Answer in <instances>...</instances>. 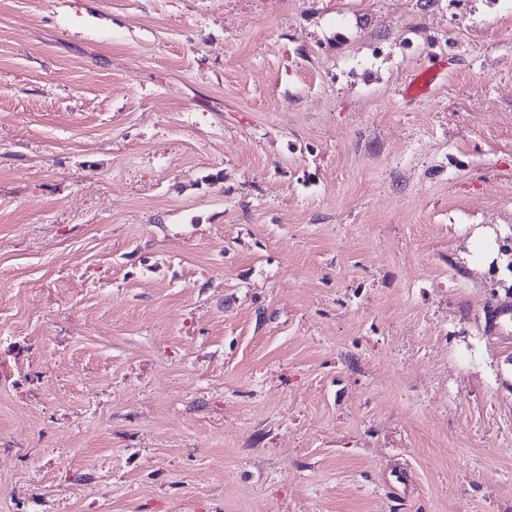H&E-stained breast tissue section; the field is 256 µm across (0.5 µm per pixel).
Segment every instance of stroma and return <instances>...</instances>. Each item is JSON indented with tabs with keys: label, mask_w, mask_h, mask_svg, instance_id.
Segmentation results:
<instances>
[{
	"label": "stroma",
	"mask_w": 512,
	"mask_h": 512,
	"mask_svg": "<svg viewBox=\"0 0 512 512\" xmlns=\"http://www.w3.org/2000/svg\"><path fill=\"white\" fill-rule=\"evenodd\" d=\"M510 238L512 0H0V512H512Z\"/></svg>",
	"instance_id": "obj_1"
}]
</instances>
